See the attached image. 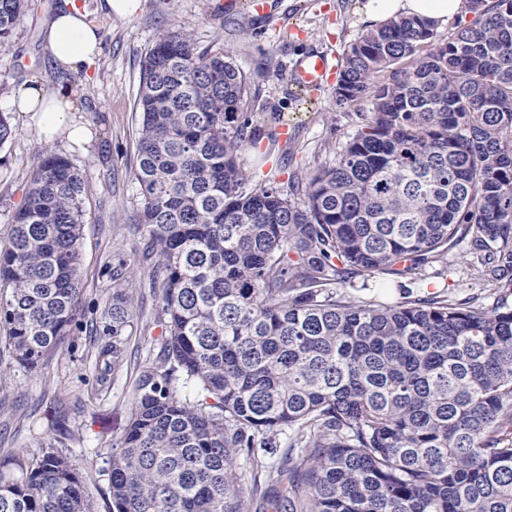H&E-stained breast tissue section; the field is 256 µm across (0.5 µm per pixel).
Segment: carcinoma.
<instances>
[{
	"label": "carcinoma",
	"instance_id": "1",
	"mask_svg": "<svg viewBox=\"0 0 512 512\" xmlns=\"http://www.w3.org/2000/svg\"><path fill=\"white\" fill-rule=\"evenodd\" d=\"M31 0H0V47ZM446 42L394 17L345 51L336 105L357 129L283 191L252 185L262 133L248 81L172 30L135 99L145 253L162 328L108 459L113 512H512V0H467ZM84 174L38 157L0 249L3 348L36 371L72 336L104 339L97 381L128 360L131 297L84 318ZM466 246L489 306L413 296ZM380 277L388 303L336 292ZM251 462V484L237 462ZM0 512H91L71 459L14 453Z\"/></svg>",
	"mask_w": 512,
	"mask_h": 512
}]
</instances>
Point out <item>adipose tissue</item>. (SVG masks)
<instances>
[{
  "label": "adipose tissue",
  "instance_id": "1",
  "mask_svg": "<svg viewBox=\"0 0 512 512\" xmlns=\"http://www.w3.org/2000/svg\"><path fill=\"white\" fill-rule=\"evenodd\" d=\"M369 11L378 18L418 16L435 21L461 14L465 0H369ZM90 12L78 0H63L48 19L45 49L49 58L70 72L92 67L100 54V39ZM14 111L36 112L42 129L52 135L63 124L67 113L76 106L67 91H48L39 81L19 87L10 102Z\"/></svg>",
  "mask_w": 512,
  "mask_h": 512
}]
</instances>
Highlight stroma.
Wrapping results in <instances>:
<instances>
[{
    "instance_id": "35a3bbf8",
    "label": "stroma",
    "mask_w": 512,
    "mask_h": 512,
    "mask_svg": "<svg viewBox=\"0 0 512 512\" xmlns=\"http://www.w3.org/2000/svg\"><path fill=\"white\" fill-rule=\"evenodd\" d=\"M59 2L31 0L9 44L0 47V75L6 77L0 82V112H10L15 89L33 78L51 91L72 90L79 106L51 137L33 113L10 112L15 135L4 149L6 161H0V247L9 241L12 216L24 202L38 153L47 149L67 156L85 174L84 301L104 311L112 300L106 270L125 261L136 311L129 347L136 360L116 369L111 386L103 388L94 370L98 341L84 333L39 372L1 355L0 459L16 452L36 458L55 448L79 472L92 512H110L106 460L131 415L139 369L152 362L161 334L133 176L134 99L146 49L171 29L191 33L202 48L220 41L225 59L247 78L246 111L267 132L261 148L244 154V171L250 183L284 189L294 175L333 162L332 145L346 141L357 113L368 108L364 101L336 107L331 86L316 93L315 103L299 101L291 81L294 67L315 51L343 54L373 23L368 0H268L265 16L241 2L227 10L225 0H139L131 16H97L101 54L88 72L73 73L56 67L45 51L44 26ZM73 125L82 128L80 139L70 136ZM283 125L288 128L284 138L279 135Z\"/></svg>"
}]
</instances>
